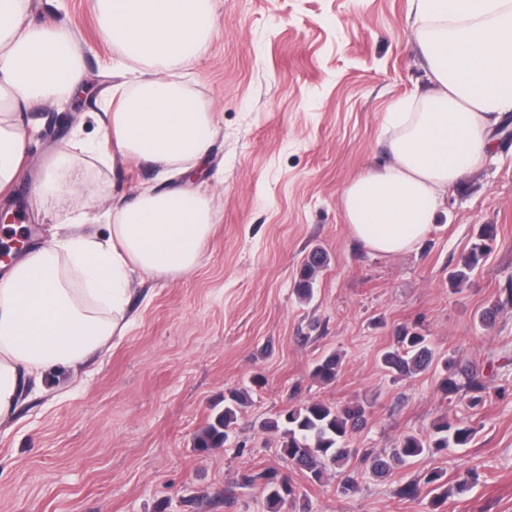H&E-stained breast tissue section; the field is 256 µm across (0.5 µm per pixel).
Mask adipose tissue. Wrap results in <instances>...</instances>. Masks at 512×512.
Segmentation results:
<instances>
[{
    "label": "adipose tissue",
    "mask_w": 512,
    "mask_h": 512,
    "mask_svg": "<svg viewBox=\"0 0 512 512\" xmlns=\"http://www.w3.org/2000/svg\"><path fill=\"white\" fill-rule=\"evenodd\" d=\"M427 84L398 101L388 122L387 165L352 181L344 220L367 250L413 249L436 221L450 187L482 169L492 132L512 113V0H412ZM122 81L101 123L111 146L79 139L48 165L41 191L66 200L86 180L87 158L116 155L186 175L211 158L213 115L182 86L177 68L206 50L213 0H95ZM30 0H0V198H9L27 152V115L79 89L83 58L71 31L37 25ZM100 240L85 216L29 249L0 275V418L22 393V375L85 363L130 325L133 273L178 278L200 263L216 217L198 190L171 187L109 199Z\"/></svg>",
    "instance_id": "obj_1"
}]
</instances>
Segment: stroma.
Listing matches in <instances>:
<instances>
[{
	"label": "stroma",
	"mask_w": 512,
	"mask_h": 512,
	"mask_svg": "<svg viewBox=\"0 0 512 512\" xmlns=\"http://www.w3.org/2000/svg\"><path fill=\"white\" fill-rule=\"evenodd\" d=\"M410 0H215L207 49L182 80L213 112L205 175L216 224L193 273L176 279L134 273L125 336L73 369L28 379L0 420V512H269L261 488L241 472L269 468L299 492L282 512H512V125L483 168L449 189L428 234L385 256L351 236L345 188L383 165L386 116L425 86ZM37 22L66 25L83 54L85 92L61 109L35 113L37 133L0 224V240L24 230L25 244L50 239L66 216L94 214L106 198L154 186L155 175L119 159L89 168L65 205L36 197L44 169L74 130L102 138L101 101L116 82V49L99 36L93 0H32ZM491 249L462 285L448 273L481 225ZM328 265L310 299L295 291L309 253ZM495 307L494 321L478 315ZM427 337L440 357L477 366L482 409L437 388L438 368L397 378L381 364L400 327ZM339 354L336 383L314 379L326 352ZM244 388L230 444L194 448L212 405ZM370 402L349 444L389 455L404 435L430 438L448 413L474 427L470 443L425 455L379 477L358 468L359 488L341 495L337 474L321 482L294 468L283 438L262 430L292 405ZM481 477L432 507L424 476ZM418 486L412 498L398 489Z\"/></svg>",
	"instance_id": "obj_1"
}]
</instances>
